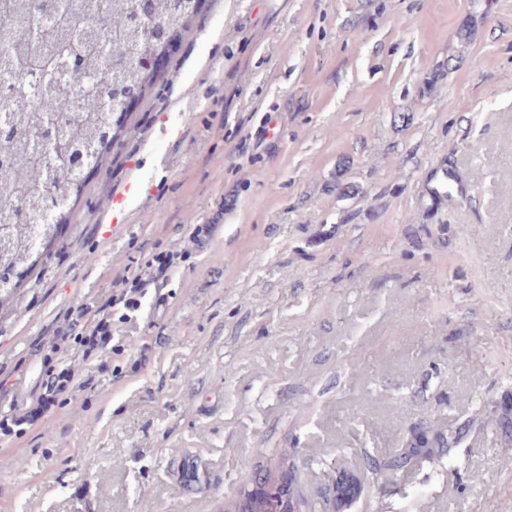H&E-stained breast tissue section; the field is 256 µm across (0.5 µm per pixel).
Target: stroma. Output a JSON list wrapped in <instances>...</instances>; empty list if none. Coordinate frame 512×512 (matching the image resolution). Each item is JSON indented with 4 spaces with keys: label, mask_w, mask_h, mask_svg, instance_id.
Wrapping results in <instances>:
<instances>
[{
    "label": "stroma",
    "mask_w": 512,
    "mask_h": 512,
    "mask_svg": "<svg viewBox=\"0 0 512 512\" xmlns=\"http://www.w3.org/2000/svg\"><path fill=\"white\" fill-rule=\"evenodd\" d=\"M154 74L0 310V412L39 395L70 310L178 259L113 320L123 349L89 358L92 389L0 435V512H222L292 445L316 498L330 466L512 393V0H203ZM138 179L156 196L102 239ZM452 456L369 500L397 512L403 486L410 512H512V445L488 426Z\"/></svg>",
    "instance_id": "stroma-1"
}]
</instances>
